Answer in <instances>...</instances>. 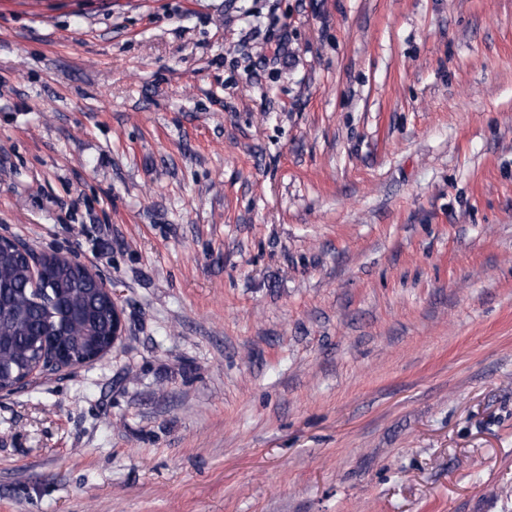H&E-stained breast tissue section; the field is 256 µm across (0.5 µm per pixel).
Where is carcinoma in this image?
<instances>
[{
	"mask_svg": "<svg viewBox=\"0 0 512 512\" xmlns=\"http://www.w3.org/2000/svg\"><path fill=\"white\" fill-rule=\"evenodd\" d=\"M112 305L78 261L20 242L0 246V390L37 368L60 369L54 337L68 365L110 351Z\"/></svg>",
	"mask_w": 512,
	"mask_h": 512,
	"instance_id": "obj_1",
	"label": "carcinoma"
}]
</instances>
